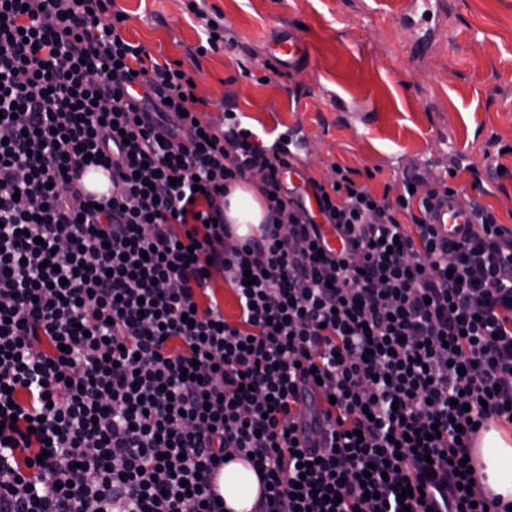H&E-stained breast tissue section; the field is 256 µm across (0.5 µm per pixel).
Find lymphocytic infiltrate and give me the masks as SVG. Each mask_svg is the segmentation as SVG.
I'll list each match as a JSON object with an SVG mask.
<instances>
[{"mask_svg":"<svg viewBox=\"0 0 512 512\" xmlns=\"http://www.w3.org/2000/svg\"><path fill=\"white\" fill-rule=\"evenodd\" d=\"M125 21L115 0H0V512H224L238 458L265 484L253 512H434L433 489L512 512L466 461L512 422V228L482 207L441 235L421 175L393 197L344 167L282 181ZM255 176L266 220L237 241L224 198ZM315 380L334 428L306 446ZM109 186V171L100 168L87 169L84 171L82 187L87 194L94 196L103 195L107 192ZM213 288L216 292L224 317L229 322H235L239 314L238 305L231 288L224 283L222 275H217L213 280Z\"/></svg>","mask_w":512,"mask_h":512,"instance_id":"1","label":"lymphocytic infiltrate"}]
</instances>
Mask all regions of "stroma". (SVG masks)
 Here are the masks:
<instances>
[{
	"mask_svg": "<svg viewBox=\"0 0 512 512\" xmlns=\"http://www.w3.org/2000/svg\"><path fill=\"white\" fill-rule=\"evenodd\" d=\"M123 36L158 62H188L200 22L188 0H117ZM233 42L200 59L196 94L223 126L226 106L280 149L297 128L302 174L331 165L374 193L422 167L477 198L512 227V0H205ZM310 47L306 64L276 67L280 31Z\"/></svg>",
	"mask_w": 512,
	"mask_h": 512,
	"instance_id": "stroma-1",
	"label": "stroma"
}]
</instances>
